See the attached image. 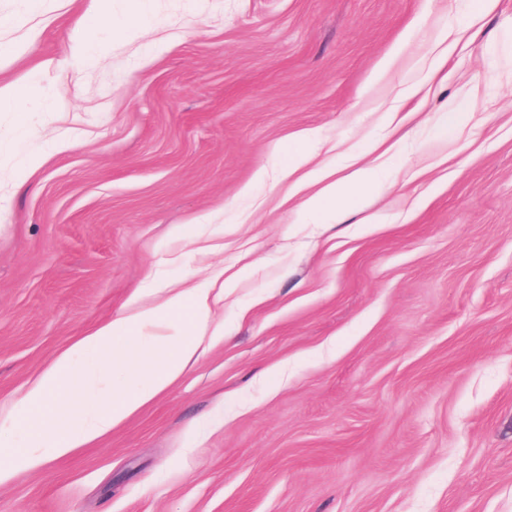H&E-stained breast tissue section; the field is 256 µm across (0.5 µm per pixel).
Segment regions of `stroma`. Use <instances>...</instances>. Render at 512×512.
Returning a JSON list of instances; mask_svg holds the SVG:
<instances>
[{
	"instance_id": "obj_1",
	"label": "stroma",
	"mask_w": 512,
	"mask_h": 512,
	"mask_svg": "<svg viewBox=\"0 0 512 512\" xmlns=\"http://www.w3.org/2000/svg\"><path fill=\"white\" fill-rule=\"evenodd\" d=\"M474 2L0 0V455L140 285L224 275L223 340L0 512H512V0ZM307 133L376 171L344 215L280 170Z\"/></svg>"
}]
</instances>
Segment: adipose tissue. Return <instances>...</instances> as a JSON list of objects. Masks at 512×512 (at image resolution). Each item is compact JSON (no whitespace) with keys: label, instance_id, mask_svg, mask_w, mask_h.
<instances>
[{"label":"adipose tissue","instance_id":"obj_1","mask_svg":"<svg viewBox=\"0 0 512 512\" xmlns=\"http://www.w3.org/2000/svg\"><path fill=\"white\" fill-rule=\"evenodd\" d=\"M374 182L371 170L358 169L339 179L304 205L320 211L348 204ZM153 305L131 303L127 312L84 335L31 387L13 401L24 446L6 465L36 467L39 449L63 456L84 447L130 418L140 407L167 390L193 359L212 321L209 289L151 287ZM111 372L112 386L90 396L91 384Z\"/></svg>","mask_w":512,"mask_h":512}]
</instances>
